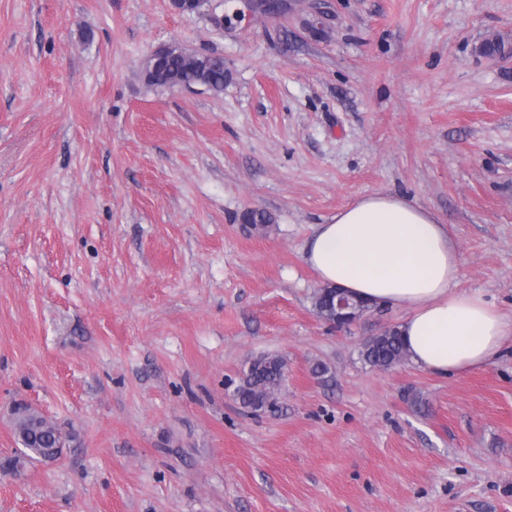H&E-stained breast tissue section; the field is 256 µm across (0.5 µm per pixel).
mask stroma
Instances as JSON below:
<instances>
[{
  "label": "stroma",
  "instance_id": "stroma-1",
  "mask_svg": "<svg viewBox=\"0 0 512 512\" xmlns=\"http://www.w3.org/2000/svg\"><path fill=\"white\" fill-rule=\"evenodd\" d=\"M491 37L512 0H0V512H512V340L463 374L373 368L404 309L336 330L303 260L398 194L512 318ZM171 43L223 56V92L148 84ZM267 354L281 408L256 414L233 391ZM19 403L68 433L57 460H21Z\"/></svg>",
  "mask_w": 512,
  "mask_h": 512
}]
</instances>
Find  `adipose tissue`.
Segmentation results:
<instances>
[{"instance_id": "1", "label": "adipose tissue", "mask_w": 512, "mask_h": 512, "mask_svg": "<svg viewBox=\"0 0 512 512\" xmlns=\"http://www.w3.org/2000/svg\"><path fill=\"white\" fill-rule=\"evenodd\" d=\"M303 259L324 284L406 309L401 334L426 371L482 368L512 338V319L458 289L461 260L443 224L403 198L375 193L342 208L317 226Z\"/></svg>"}]
</instances>
